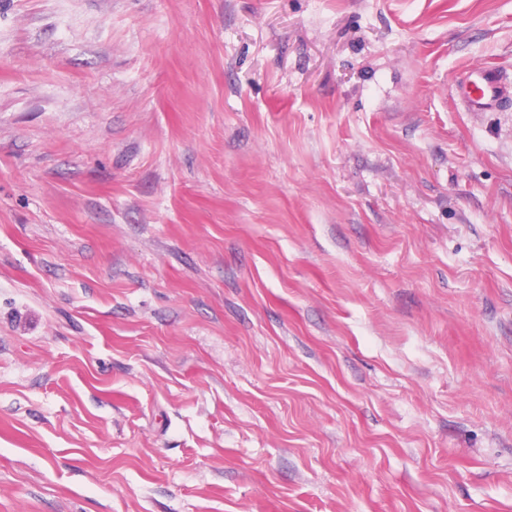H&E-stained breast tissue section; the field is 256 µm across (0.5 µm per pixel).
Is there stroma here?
<instances>
[{"label":"stroma","mask_w":512,"mask_h":512,"mask_svg":"<svg viewBox=\"0 0 512 512\" xmlns=\"http://www.w3.org/2000/svg\"><path fill=\"white\" fill-rule=\"evenodd\" d=\"M512 0H0V512H512ZM502 74L486 69H472L458 84V93L469 110L483 112L497 106L506 92Z\"/></svg>","instance_id":"stroma-1"}]
</instances>
